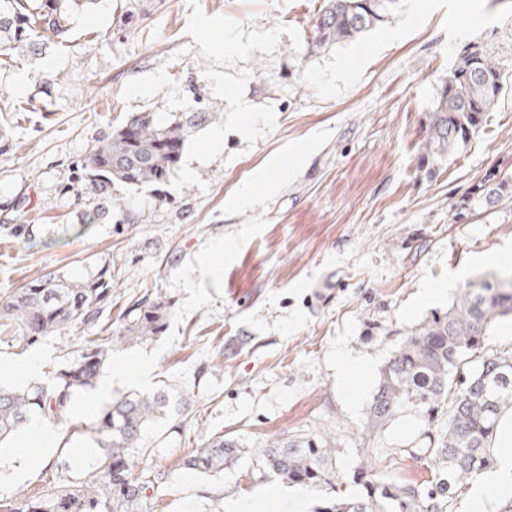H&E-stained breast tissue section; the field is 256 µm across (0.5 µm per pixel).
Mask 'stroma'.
<instances>
[{
    "label": "stroma",
    "mask_w": 512,
    "mask_h": 512,
    "mask_svg": "<svg viewBox=\"0 0 512 512\" xmlns=\"http://www.w3.org/2000/svg\"><path fill=\"white\" fill-rule=\"evenodd\" d=\"M324 0H99L73 14L65 43L47 39L0 66V289L49 273L81 280L112 268V318L153 293L179 305L171 276L208 237L237 230L228 198L284 144L331 129L328 144L270 204L263 232L245 242L211 305L188 314L158 359L155 383L191 396L180 430L159 421L139 457L170 469L148 512H226L227 497L277 492L279 477L243 460L200 476L180 460L216 436L263 448L290 436L336 450V494L354 497L352 469L365 447L400 480L424 477L397 456L418 445L422 422L406 412L372 440L365 412L398 341L457 289L436 300L424 288L511 270L512 199L462 220L452 205L487 170H512V90L451 158L422 151L428 116L460 43L507 30L512 0H397L360 37L307 54ZM192 130L169 182L101 188L82 163L129 115ZM223 129L224 145L209 138ZM27 222L17 234L14 224ZM80 330L22 347L0 339V383H48L78 349ZM368 362L349 383L339 354ZM36 362L34 376L17 371ZM25 436L0 450V498L53 489L60 462L79 475L96 451L75 442L43 465Z\"/></svg>",
    "instance_id": "35a3bbf8"
}]
</instances>
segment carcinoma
<instances>
[{
  "instance_id": "carcinoma-1",
  "label": "carcinoma",
  "mask_w": 512,
  "mask_h": 512,
  "mask_svg": "<svg viewBox=\"0 0 512 512\" xmlns=\"http://www.w3.org/2000/svg\"><path fill=\"white\" fill-rule=\"evenodd\" d=\"M99 0H0V65L42 38H63L72 14ZM395 0H325L306 45L313 54L350 40L385 21ZM512 87V52L496 44L471 40L458 49L454 64L430 112L426 155H453L479 132L483 114ZM202 121L187 112L159 122L151 112L129 118L98 140L84 168L110 184L143 186L168 182L187 140L186 128ZM512 198V175L492 168L452 205L453 220ZM112 311V268L103 266L88 278L43 275L14 292H0V332L31 345L71 328H96L84 336L72 360L60 367L47 386H0V446H9L33 417L68 421L73 393L95 386L112 347L147 342L159 336L173 313L169 301L146 295L123 313L115 335L99 328ZM512 317V273L469 282L445 313H434L397 345L379 374L368 406L364 433L379 432L400 414L414 411L424 419L419 448L398 452L427 468V478L396 481L369 463L370 449L354 467L361 486L354 498H329L316 512H456L463 488L491 466L503 418L512 414V353L493 344L500 320ZM192 413L190 397L172 399L160 389L151 395L130 393L107 404L86 426L100 448L95 466L43 494L0 499V512H142L148 490L167 482L170 472L136 456L147 428L171 419L182 428ZM248 450L222 436L194 449L182 468L201 475L236 464ZM335 450L321 438L288 437L255 451L262 467L305 485H336Z\"/></svg>"
}]
</instances>
